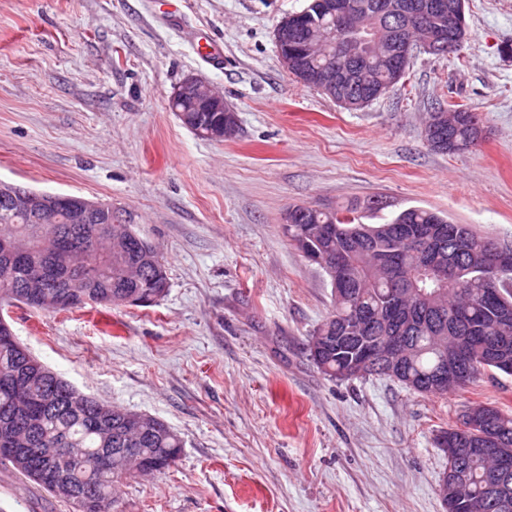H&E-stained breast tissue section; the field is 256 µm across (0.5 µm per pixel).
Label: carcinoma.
Returning <instances> with one entry per match:
<instances>
[{"label": "carcinoma", "mask_w": 512, "mask_h": 512, "mask_svg": "<svg viewBox=\"0 0 512 512\" xmlns=\"http://www.w3.org/2000/svg\"><path fill=\"white\" fill-rule=\"evenodd\" d=\"M296 210L307 211L305 222L288 228V240L303 252L314 247L321 256L343 255L351 278L344 284H332L335 308L307 341L310 360L333 379H351L349 353L336 350V319L350 314L359 304L373 312L380 311L389 287L413 288L411 306L422 316L424 323H413L398 336L412 348V365L397 381L419 393L439 395L464 385L484 371L496 370L512 376V323L498 324L497 312L512 306V268L497 272H480L473 268L471 259L479 257L490 240L477 233L468 224H454L441 212L410 208L400 212L384 224H363L354 207L336 209L313 205H296ZM444 224L448 228L446 250L450 263L444 275L434 281L419 274L409 277L415 263V251L420 245L394 238L400 225ZM122 225H112V249L100 252L93 249L83 256L73 255L68 265L88 272L83 288L66 287L65 276L53 271L55 258L50 249H39V224L0 204V238L13 236L32 245V252L16 264L0 256V306L18 303L41 310H54L55 296L68 292L72 300L83 296L88 304L105 308L129 307L124 301L134 295L158 301L157 294L169 286L166 259L148 239L127 228L133 236L117 235ZM356 237L364 245L345 249L346 240ZM396 253L405 266L400 281L389 284L388 273L379 267L376 252ZM39 264L51 270L53 287L45 289L43 299L25 301L20 288L27 280L28 268ZM458 318L457 332L448 337V349L467 350L468 365L461 382L448 387L422 388L418 383L429 378L437 368L441 353L426 323L448 324ZM13 336L9 323L0 318V447H7L10 426L3 419L13 417L24 425L28 416L37 420L31 433L30 447L47 449L59 454L57 479L74 486L82 496L83 507L76 512H118L115 483L126 477L141 474L138 460L152 463L155 471L169 469L183 454L182 438L164 421L152 418L141 428L129 450L116 452L108 469L94 467V459L101 448L114 447V437L122 431L124 409L112 407V424L96 427L93 411L72 410L65 406L70 391L68 382L55 375L47 366L42 373L31 374L19 381L16 374L26 363L25 357L5 339ZM506 339L507 344L494 359L484 356V346L494 339ZM494 429L512 443V415L493 408Z\"/></svg>", "instance_id": "carcinoma-1"}]
</instances>
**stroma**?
Here are the masks:
<instances>
[{
	"label": "stroma",
	"instance_id": "35a3bbf8",
	"mask_svg": "<svg viewBox=\"0 0 512 512\" xmlns=\"http://www.w3.org/2000/svg\"><path fill=\"white\" fill-rule=\"evenodd\" d=\"M308 3L0 0V179L111 204L167 258L151 306L7 316L80 392L183 438L169 470L117 483L121 512H445L436 435L470 406L512 413L498 371L443 396L324 375L306 340L333 288L281 230L292 205L376 199L365 223L422 207L512 244V0H465L463 54L417 55L357 110L279 63L274 32ZM190 76L236 112L233 139L171 110ZM448 99L478 113L476 149L427 145V111ZM0 512L73 509L0 463Z\"/></svg>",
	"mask_w": 512,
	"mask_h": 512
}]
</instances>
